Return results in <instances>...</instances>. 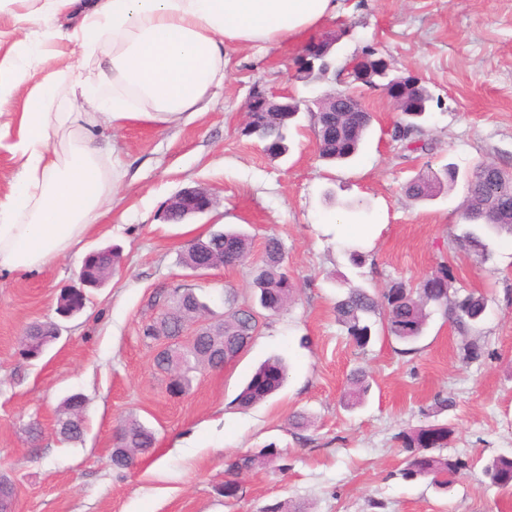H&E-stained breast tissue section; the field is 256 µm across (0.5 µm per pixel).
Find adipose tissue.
Listing matches in <instances>:
<instances>
[{"mask_svg":"<svg viewBox=\"0 0 512 512\" xmlns=\"http://www.w3.org/2000/svg\"><path fill=\"white\" fill-rule=\"evenodd\" d=\"M79 8L73 31L54 24ZM336 8V0H45L38 47L17 39L0 55V116L17 95L26 100L17 137L0 125L19 167L0 199V273L39 271L96 227L114 171L85 125L87 110L118 128L194 115L223 85L229 50L301 41ZM64 39L94 61V75L70 68L33 81L26 59ZM60 98L71 111H55Z\"/></svg>","mask_w":512,"mask_h":512,"instance_id":"adipose-tissue-1","label":"adipose tissue"}]
</instances>
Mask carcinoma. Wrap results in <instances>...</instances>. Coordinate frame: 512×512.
Segmentation results:
<instances>
[{"mask_svg": "<svg viewBox=\"0 0 512 512\" xmlns=\"http://www.w3.org/2000/svg\"><path fill=\"white\" fill-rule=\"evenodd\" d=\"M270 128L267 136L288 144L289 135L295 125L293 113L288 117H268ZM372 122L369 112H354L347 117L336 115V144L320 140V157L329 161H344L355 156ZM442 182L436 176H419L408 184L406 193L414 201L436 196ZM466 224H482L491 230H506L512 234V172L493 163L477 165L467 182V199L461 212ZM457 245L469 248L481 258H486L485 245L471 232L455 238ZM251 251L249 237L239 231L224 230L210 233L204 239H195L185 246L182 262L189 266L206 256L212 266L243 263ZM119 255L98 254L90 257L79 272V277H106L107 268L117 264ZM252 287L258 300L267 311L276 314L283 310L291 299L294 285L284 268L281 243L271 237L265 244V260L256 271ZM189 296L194 299L191 310L200 317L208 312V306L190 288H176L168 295L157 294L154 306L159 310L168 308L176 300ZM224 303L228 311L224 315V337L195 336L187 345L175 348L183 357V365L176 372L179 394L190 388L194 373L212 362L211 345L224 340L225 347H233L245 333L256 331L257 323L241 312L237 295L225 292ZM435 304L445 306L448 317L458 330L468 332L481 320L485 309V298L472 292L458 295L453 287V277L445 266L423 279L416 287L408 288L402 283L393 284L386 293L375 296L366 289L348 285L345 294L334 306L336 319L346 329L347 335L359 348H366L373 339V324L369 318L380 319L382 330L399 342L411 344L423 333L426 325V307ZM287 378V366L280 357L264 361L251 375L237 396L240 405L247 407L262 401L279 390ZM86 401L82 394L72 393L64 398L59 410L60 433L68 441H79L86 430ZM448 426L445 424L410 428L399 432L397 441L406 452L405 466L400 475L405 480L428 478L432 485L446 491L461 471L471 467L469 461L460 456L444 455L448 445ZM116 447L136 448L139 454L149 453L155 446V431L135 417H129L117 429ZM278 455L275 445L269 444L255 454L242 453L225 461L224 497L235 499L241 485V472H250L268 463ZM483 473L490 484L500 489H512V457L501 456L488 462Z\"/></svg>", "mask_w": 512, "mask_h": 512, "instance_id": "carcinoma-1", "label": "carcinoma"}]
</instances>
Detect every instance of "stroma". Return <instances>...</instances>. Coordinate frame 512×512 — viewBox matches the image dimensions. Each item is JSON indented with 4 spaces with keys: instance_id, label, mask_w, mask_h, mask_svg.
I'll list each match as a JSON object with an SVG mask.
<instances>
[{
    "instance_id": "1",
    "label": "stroma",
    "mask_w": 512,
    "mask_h": 512,
    "mask_svg": "<svg viewBox=\"0 0 512 512\" xmlns=\"http://www.w3.org/2000/svg\"><path fill=\"white\" fill-rule=\"evenodd\" d=\"M318 36L337 35L333 57L344 67L376 49L394 74L420 81L433 96L420 138L426 150L401 151L394 126L401 118L381 90L327 76L297 79L299 43L230 50L226 79L205 112L165 125L120 129L97 123L95 136L111 149L120 179L83 252L113 247L119 268L86 289L83 308L60 318V292L81 260L58 257L42 271L0 276V471L16 485L15 512H263L277 502L308 512H512V489L489 485L483 466L512 457V235L484 234L488 260L459 248L460 212L475 166L512 170V0H339ZM287 91L303 100L353 93L373 115L358 157L323 161L315 115L299 113L287 157L273 159L258 138L244 135V106L253 87ZM457 171L436 197L408 199L409 181ZM186 187L216 200L208 214L168 224L163 211ZM362 204V266L348 259L351 237L337 226L345 203ZM252 240L249 260L196 274L181 262L186 244L224 227ZM278 238L296 290L277 315L260 312L249 347L227 367L196 373L190 391L170 397L153 365L142 328L158 314L159 293L193 289L224 316V294L249 301L264 242ZM448 266L461 292L483 294L487 309L474 334L481 357L463 360L462 334L443 308L431 305L414 353L376 332L358 348L337 322L333 306L342 281L382 293L393 283L412 287ZM55 321L61 337L36 359L19 340L28 325ZM289 366L285 386L253 406L236 397L267 358ZM366 373V401L346 408L355 370ZM82 393L87 431L62 441L56 420L62 400ZM452 398L440 410L437 397ZM308 426L292 428L293 414ZM136 416L156 431V450L127 470L109 456L117 428ZM41 434L30 438L28 425ZM444 423L448 453L472 467L448 492L429 480L400 477L405 451L396 434ZM275 444L282 467L242 475L238 498L216 491L224 460Z\"/></svg>"
}]
</instances>
